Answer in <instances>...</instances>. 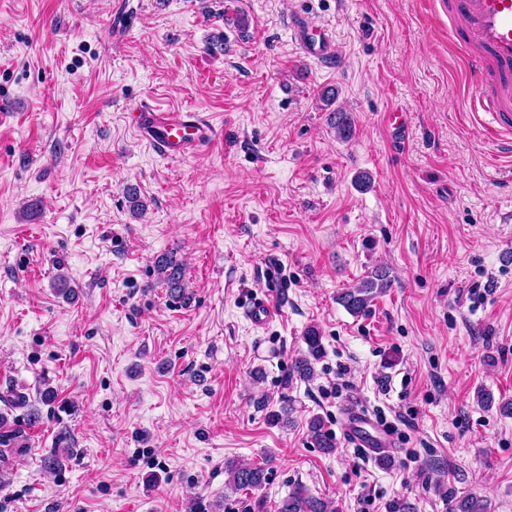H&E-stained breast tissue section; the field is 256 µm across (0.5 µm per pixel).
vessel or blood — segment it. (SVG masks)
<instances>
[{"instance_id": "obj_1", "label": "vessel or blood", "mask_w": 512, "mask_h": 512, "mask_svg": "<svg viewBox=\"0 0 512 512\" xmlns=\"http://www.w3.org/2000/svg\"><path fill=\"white\" fill-rule=\"evenodd\" d=\"M448 15V38L463 62L472 91L469 110L485 114L483 134L498 142L512 132V0H432ZM125 119L137 136L164 157L179 159L217 142L222 130L190 110L139 106ZM245 314L255 325L272 321L277 311L268 293L255 294ZM347 437L366 454H382L393 439L367 411L347 412Z\"/></svg>"}]
</instances>
